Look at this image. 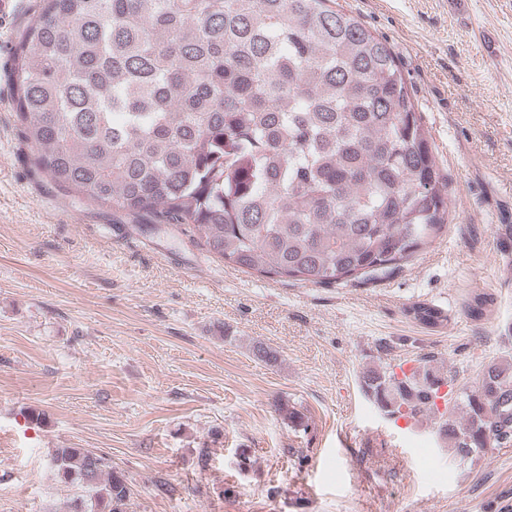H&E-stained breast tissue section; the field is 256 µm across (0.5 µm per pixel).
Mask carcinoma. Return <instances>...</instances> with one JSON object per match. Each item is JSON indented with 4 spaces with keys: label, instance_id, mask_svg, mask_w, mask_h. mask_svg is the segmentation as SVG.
<instances>
[{
    "label": "carcinoma",
    "instance_id": "1",
    "mask_svg": "<svg viewBox=\"0 0 512 512\" xmlns=\"http://www.w3.org/2000/svg\"><path fill=\"white\" fill-rule=\"evenodd\" d=\"M13 101L60 189L262 277L370 280L449 224L450 184L392 49L334 0H39ZM492 303L476 294L465 309L481 319ZM455 381L426 358L409 375L362 373L385 416H439L455 457L512 444V357L468 392ZM50 470L81 490L70 512H129L127 477L104 456L54 448Z\"/></svg>",
    "mask_w": 512,
    "mask_h": 512
}]
</instances>
